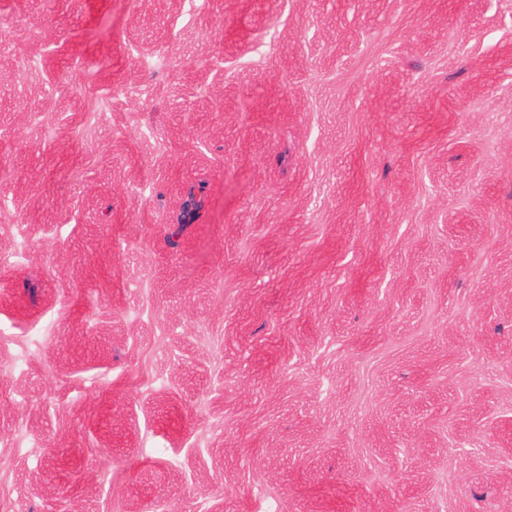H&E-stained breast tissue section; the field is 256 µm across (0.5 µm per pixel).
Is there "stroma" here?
Here are the masks:
<instances>
[{"label": "stroma", "mask_w": 512, "mask_h": 512, "mask_svg": "<svg viewBox=\"0 0 512 512\" xmlns=\"http://www.w3.org/2000/svg\"><path fill=\"white\" fill-rule=\"evenodd\" d=\"M0 512H512V0H0Z\"/></svg>", "instance_id": "1"}]
</instances>
